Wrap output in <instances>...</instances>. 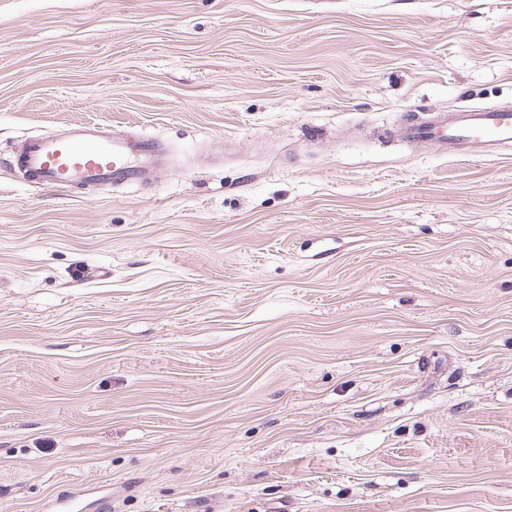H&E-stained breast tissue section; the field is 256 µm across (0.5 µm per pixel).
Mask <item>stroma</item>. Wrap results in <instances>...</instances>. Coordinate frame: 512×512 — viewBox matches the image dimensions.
I'll return each mask as SVG.
<instances>
[{
    "instance_id": "35a3bbf8",
    "label": "stroma",
    "mask_w": 512,
    "mask_h": 512,
    "mask_svg": "<svg viewBox=\"0 0 512 512\" xmlns=\"http://www.w3.org/2000/svg\"><path fill=\"white\" fill-rule=\"evenodd\" d=\"M504 104L512 0H0V512H512V152L398 133ZM166 163L160 141L130 138L105 123H91L62 135L28 137L11 165L32 184L74 191L136 183Z\"/></svg>"
}]
</instances>
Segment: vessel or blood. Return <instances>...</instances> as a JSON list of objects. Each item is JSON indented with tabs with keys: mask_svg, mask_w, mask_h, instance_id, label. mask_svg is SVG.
Listing matches in <instances>:
<instances>
[{
	"mask_svg": "<svg viewBox=\"0 0 512 512\" xmlns=\"http://www.w3.org/2000/svg\"><path fill=\"white\" fill-rule=\"evenodd\" d=\"M403 134L417 143L464 147L482 158L512 146V107L444 112L432 123L410 118ZM165 164L160 141L130 138L104 123L77 125L61 135L28 137L12 161L31 183L70 191L134 183Z\"/></svg>",
	"mask_w": 512,
	"mask_h": 512,
	"instance_id": "obj_1",
	"label": "vessel or blood"
}]
</instances>
